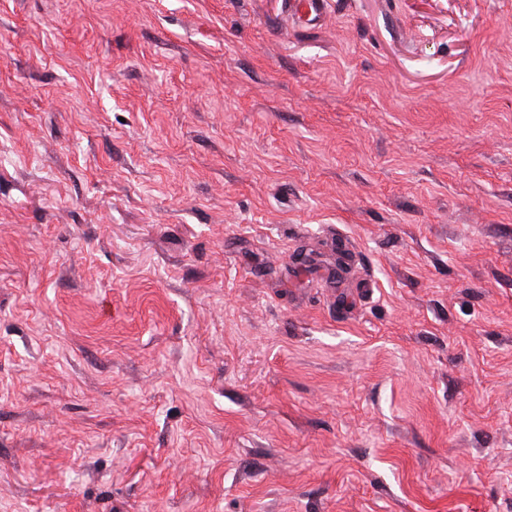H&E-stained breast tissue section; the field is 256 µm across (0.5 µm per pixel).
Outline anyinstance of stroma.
I'll return each instance as SVG.
<instances>
[{
    "instance_id": "stroma-1",
    "label": "stroma",
    "mask_w": 512,
    "mask_h": 512,
    "mask_svg": "<svg viewBox=\"0 0 512 512\" xmlns=\"http://www.w3.org/2000/svg\"><path fill=\"white\" fill-rule=\"evenodd\" d=\"M0 512H512V0H0Z\"/></svg>"
}]
</instances>
